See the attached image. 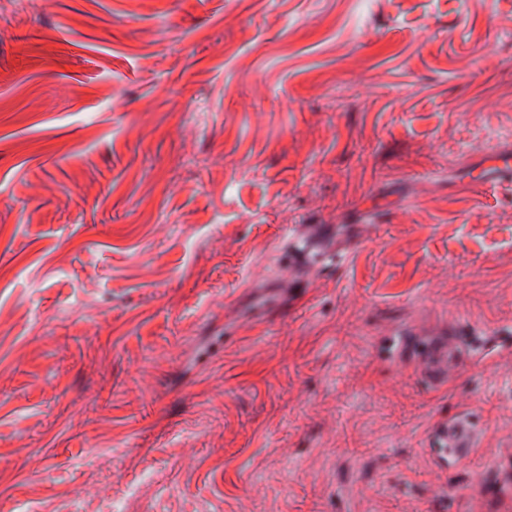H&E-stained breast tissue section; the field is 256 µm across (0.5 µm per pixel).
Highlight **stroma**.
Segmentation results:
<instances>
[{
  "mask_svg": "<svg viewBox=\"0 0 512 512\" xmlns=\"http://www.w3.org/2000/svg\"><path fill=\"white\" fill-rule=\"evenodd\" d=\"M1 26L0 512H479L512 466V187L462 180L512 149V0ZM311 224L351 259L276 251ZM434 340L469 356L437 383ZM475 435L471 425L462 418L444 421L432 434L433 448H444L448 452V465L465 458L468 448L474 445Z\"/></svg>",
  "mask_w": 512,
  "mask_h": 512,
  "instance_id": "stroma-1",
  "label": "stroma"
}]
</instances>
